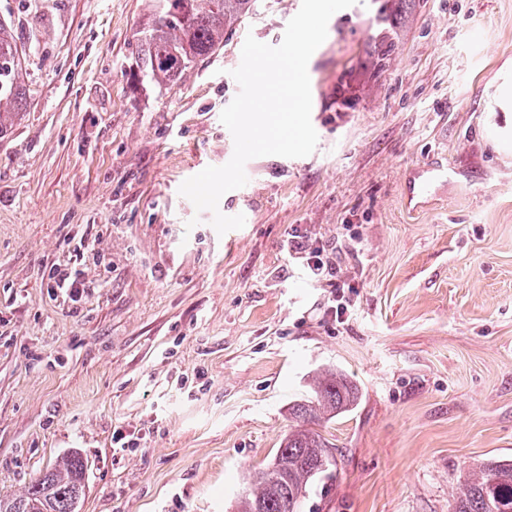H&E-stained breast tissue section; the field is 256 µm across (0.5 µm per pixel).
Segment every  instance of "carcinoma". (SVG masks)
I'll use <instances>...</instances> for the list:
<instances>
[{
  "label": "carcinoma",
  "instance_id": "1",
  "mask_svg": "<svg viewBox=\"0 0 512 512\" xmlns=\"http://www.w3.org/2000/svg\"><path fill=\"white\" fill-rule=\"evenodd\" d=\"M256 0H149L146 21L135 33L138 50L129 79L135 85L174 86L195 65L224 47L253 12ZM407 0H383L374 17L381 70L395 50L384 38L389 18ZM21 46L12 30L0 23V134L13 123L4 106L26 98ZM358 387L335 368L316 378L311 396L290 407L294 421L273 462L258 472L255 484L236 502V512H300L302 499L319 480L335 477L333 444L316 426L353 411ZM85 496V463L74 452L34 477L23 492L0 496V512H80ZM450 512H512V460L491 458L478 466L451 506Z\"/></svg>",
  "mask_w": 512,
  "mask_h": 512
}]
</instances>
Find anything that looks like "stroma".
<instances>
[{
	"label": "stroma",
	"instance_id": "stroma-1",
	"mask_svg": "<svg viewBox=\"0 0 512 512\" xmlns=\"http://www.w3.org/2000/svg\"><path fill=\"white\" fill-rule=\"evenodd\" d=\"M302 0H257L174 86H134L146 0H0L27 101L0 135V494L79 452L83 512H233L334 367L359 388L323 424L338 478L302 512H448L512 458V0H415L373 72L374 0L336 12L308 63L313 153L245 165L218 234L181 183L225 165L246 36L276 45ZM449 178L405 205L409 170ZM347 287L309 279L291 235ZM76 267L70 300L49 273ZM136 438L113 446L114 432Z\"/></svg>",
	"mask_w": 512,
	"mask_h": 512
}]
</instances>
